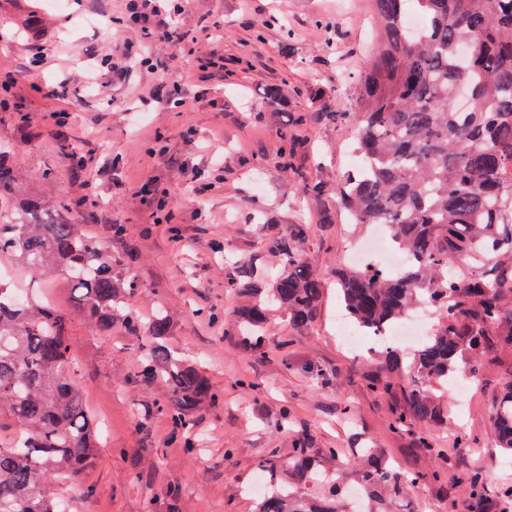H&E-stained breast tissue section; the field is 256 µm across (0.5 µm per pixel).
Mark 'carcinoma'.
Listing matches in <instances>:
<instances>
[{"label": "carcinoma", "instance_id": "obj_1", "mask_svg": "<svg viewBox=\"0 0 512 512\" xmlns=\"http://www.w3.org/2000/svg\"><path fill=\"white\" fill-rule=\"evenodd\" d=\"M378 21L376 47L356 79L341 112H323L351 123L361 164L331 187L301 177L302 191L315 199L336 195L323 206L320 223L337 216L353 223L387 227L408 262L397 275L376 267L336 269L338 298L350 324L380 331L428 302L438 324L420 347L378 350L367 388L400 396L390 428L412 432L413 447L433 454L431 429L448 419V403L433 392L455 377L460 364L481 378L487 364L507 365L509 378L491 399L490 418L500 448L512 454V0H371ZM415 12L424 29L409 32L405 17ZM296 130L280 133L278 164L300 173ZM52 172L33 184L15 160L0 150V256L32 276H65L78 294L80 310L99 330L114 320L141 337L142 381L163 391L158 410L194 444L196 414L219 402L196 362L179 358L167 341L173 321L164 309L143 322L130 300L138 288L125 266L128 229L112 225V241L89 233L77 218L80 201L53 196ZM311 224H268V250L280 260L271 276L259 273L257 258L237 265L224 287L244 350L264 354L268 311L277 309L293 330L319 317L323 279L305 261L302 247ZM0 409L16 433L0 446V512H63L52 483H80L98 455L94 421L84 396L65 376L70 360L66 314L36 298L15 301L0 283ZM358 483L370 512L388 507L420 482L438 486L450 512L452 489L469 494V512H482L484 472L459 464L452 476L438 471H400L375 457ZM288 464L298 481L320 476L308 436L294 440ZM264 490L255 512H343L336 485L327 496L298 494L277 478L272 460L259 470Z\"/></svg>", "mask_w": 512, "mask_h": 512}]
</instances>
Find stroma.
I'll return each instance as SVG.
<instances>
[{"label":"stroma","instance_id":"stroma-1","mask_svg":"<svg viewBox=\"0 0 512 512\" xmlns=\"http://www.w3.org/2000/svg\"><path fill=\"white\" fill-rule=\"evenodd\" d=\"M69 10L48 0H0V72L14 83L9 107L0 110V147L11 149L32 173L51 170V191L77 197L93 182L95 203L84 221L100 238L113 224L126 225L136 259L129 272L139 288L132 306L146 314L165 307L174 319L171 344L180 355L200 361L220 403L197 415L199 457L187 456L181 436L173 434L156 401L162 391L138 381L140 338L117 327L100 331L84 317L64 277L44 281L19 267L11 277L28 295L40 296L68 315L70 380L81 387L97 425L99 458L81 487L59 486L71 512H167L166 493L176 490L181 512H251L250 488L261 458L273 457L280 478L288 476L292 441L308 435L316 448H336L331 466L354 483L362 449L375 448L403 470L452 471L458 461L487 474L491 512H504L496 490L512 482V465L503 463L491 435L489 395L499 389L505 370L487 366L482 386L456 397L448 424L434 429L442 455L413 450L409 435L389 428L393 400L365 388L370 355L354 356L336 330L342 310L331 278L344 266L354 225H320L319 204L304 196L299 182L275 159L279 134L296 112L334 109L350 93L364 66L372 36L365 0H191L170 26L195 34L219 28L224 66L203 67L189 44H158L142 67H126L128 45L119 26L127 0H70ZM285 27L267 26L270 14ZM46 61L36 65V48ZM96 69L102 91L85 87L82 73ZM67 82L65 99L43 96V89ZM288 84L286 99L266 103L270 89ZM69 110L68 124L51 115ZM29 113L26 139H19L13 116ZM298 162L311 181L336 182L355 163L349 149L352 129L332 121H311ZM86 140L87 166H72L64 150L75 136ZM224 162V180L214 183L211 158ZM170 197L173 222L179 206L197 212L188 243L169 240L158 223L156 200ZM314 225L304 257L326 282L317 322L292 332L282 315L267 330L271 362L244 352L232 325L197 316L200 307H227L225 282L235 267L224 254L210 251L212 241L227 252L256 255L268 273L279 262L265 245V224ZM324 369L329 386L315 384L305 364ZM248 375L269 385L263 401L236 381ZM288 408L295 423L285 433L264 426L266 417ZM473 439L465 457L452 454L458 434Z\"/></svg>","mask_w":512,"mask_h":512}]
</instances>
